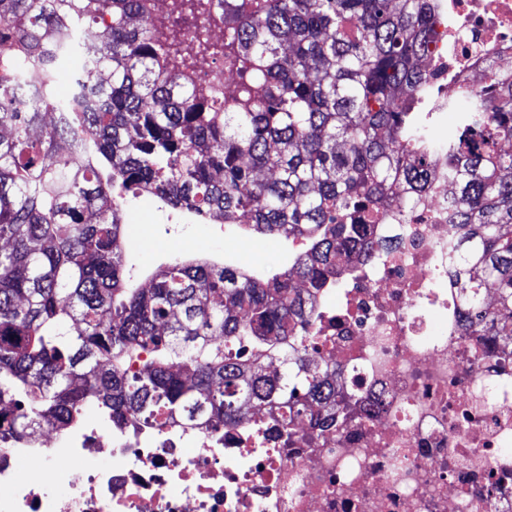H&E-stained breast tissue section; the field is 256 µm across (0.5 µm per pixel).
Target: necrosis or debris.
Returning a JSON list of instances; mask_svg holds the SVG:
<instances>
[{
  "mask_svg": "<svg viewBox=\"0 0 512 512\" xmlns=\"http://www.w3.org/2000/svg\"><path fill=\"white\" fill-rule=\"evenodd\" d=\"M438 4L424 64L443 112L489 66L512 75V0ZM454 222L438 151L414 209L371 228L394 248L342 256L320 289L296 345L336 365L333 432L310 444L300 422L287 446L267 411L224 432L79 418L0 450V512H512V356L460 330Z\"/></svg>",
  "mask_w": 512,
  "mask_h": 512,
  "instance_id": "4bbe7bcc",
  "label": "necrosis or debris"
}]
</instances>
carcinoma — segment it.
<instances>
[{"instance_id": "1", "label": "carcinoma", "mask_w": 512, "mask_h": 512, "mask_svg": "<svg viewBox=\"0 0 512 512\" xmlns=\"http://www.w3.org/2000/svg\"><path fill=\"white\" fill-rule=\"evenodd\" d=\"M174 2L164 39L149 0H0V51L15 60L0 75V448L90 401L134 428H236L261 409L290 436L298 421L336 424V364L312 365L290 342L309 335L336 259L375 251L372 224L417 203L437 146L457 199L465 327L512 354V81L487 72L448 106L462 112L456 133L428 138L420 58L435 0ZM106 19L71 97L55 98L78 23ZM183 48L220 57L208 89L173 66ZM92 91L100 107L74 111ZM131 190L303 237L307 251L266 278L175 257L137 284L120 220ZM242 343L280 369L232 353Z\"/></svg>"}]
</instances>
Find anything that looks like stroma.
I'll return each mask as SVG.
<instances>
[{
	"label": "stroma",
	"instance_id": "1",
	"mask_svg": "<svg viewBox=\"0 0 512 512\" xmlns=\"http://www.w3.org/2000/svg\"><path fill=\"white\" fill-rule=\"evenodd\" d=\"M123 221L131 229L146 226L143 236L133 237L126 255V269L136 280H144L147 272L167 263L175 254H218L237 251L244 260L256 263L262 275L275 273L274 263L284 259L286 242L253 232H246L243 240L230 242L225 238L208 236L202 221H185L180 210L159 202L153 195H128Z\"/></svg>",
	"mask_w": 512,
	"mask_h": 512
}]
</instances>
